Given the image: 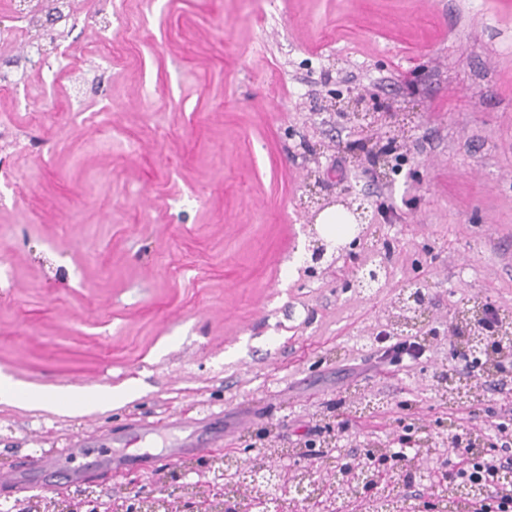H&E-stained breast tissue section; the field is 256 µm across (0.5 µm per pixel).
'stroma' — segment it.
Segmentation results:
<instances>
[{
  "mask_svg": "<svg viewBox=\"0 0 512 512\" xmlns=\"http://www.w3.org/2000/svg\"><path fill=\"white\" fill-rule=\"evenodd\" d=\"M114 11L119 58L82 84L112 140L71 131L61 80L27 66L45 112L18 154L16 205L0 209V373L28 389H132L95 410L0 402V470L72 437L93 454H141L146 491L171 449L209 415L213 448L244 459L335 431L345 460L430 448L400 479L368 487L404 505L439 499L430 470L457 469L452 436L495 445L512 426V375L464 370L449 326L482 302L512 325V0H85ZM362 92L410 114L366 133L326 100ZM395 144L376 175L371 147ZM111 176H103V164ZM352 188L370 211L337 269L290 273L315 181ZM370 259L377 288L349 285ZM421 283L416 362L381 361L370 337ZM459 386L443 393L441 372ZM184 423L168 429L171 419ZM154 434L130 440L137 420ZM270 428L267 441L254 433Z\"/></svg>",
  "mask_w": 512,
  "mask_h": 512,
  "instance_id": "obj_1",
  "label": "stroma"
}]
</instances>
